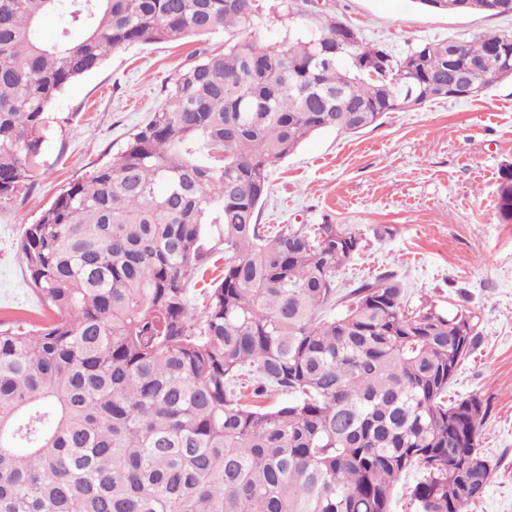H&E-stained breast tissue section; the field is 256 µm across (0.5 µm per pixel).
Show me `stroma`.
I'll list each match as a JSON object with an SVG mask.
<instances>
[{"label":"stroma","instance_id":"stroma-1","mask_svg":"<svg viewBox=\"0 0 512 512\" xmlns=\"http://www.w3.org/2000/svg\"><path fill=\"white\" fill-rule=\"evenodd\" d=\"M370 41L399 55L435 39L478 32L512 36V17L438 13L418 0H332ZM223 34L118 49L50 108L41 166L29 189L0 203V328L39 324L47 309L28 280L20 241L69 181L125 147L165 102L194 47ZM512 164V78L468 100L391 112L352 135L316 133L270 170L264 224H346L365 249L337 276L339 294L395 272L409 307L431 302L471 311L480 336L458 366L450 395H477L490 411L480 446L493 467L468 512H512V224L500 223L496 189Z\"/></svg>","mask_w":512,"mask_h":512}]
</instances>
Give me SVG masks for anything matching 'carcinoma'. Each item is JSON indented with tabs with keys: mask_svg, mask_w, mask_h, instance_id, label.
<instances>
[{
	"mask_svg": "<svg viewBox=\"0 0 512 512\" xmlns=\"http://www.w3.org/2000/svg\"><path fill=\"white\" fill-rule=\"evenodd\" d=\"M418 2L492 15L488 0ZM49 13L65 24L46 43ZM320 15L281 40L257 36L260 0H0L5 202L37 173L66 86L115 49L224 33V51L179 72L165 107L26 230L30 284L55 318L0 330V512H391L412 470L409 512H468L483 495L488 403L448 399L474 316L409 309L383 273L326 317L361 234L329 216L271 230L259 215L269 169L309 137L451 99L452 82L512 78V36L397 57ZM497 213L512 223L511 164ZM207 224L222 225L223 278L193 308ZM277 393L288 401L266 404Z\"/></svg>",
	"mask_w": 512,
	"mask_h": 512,
	"instance_id": "obj_1",
	"label": "carcinoma"
}]
</instances>
